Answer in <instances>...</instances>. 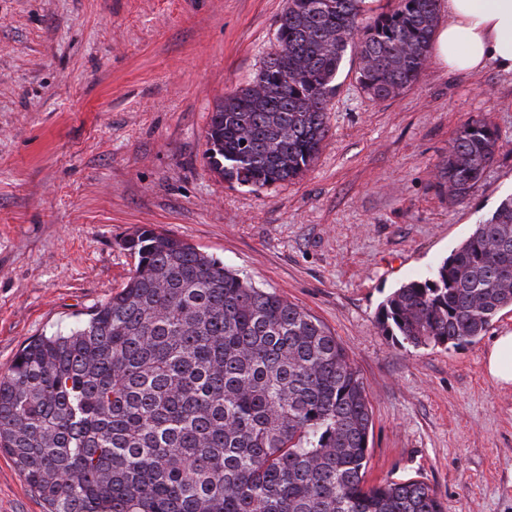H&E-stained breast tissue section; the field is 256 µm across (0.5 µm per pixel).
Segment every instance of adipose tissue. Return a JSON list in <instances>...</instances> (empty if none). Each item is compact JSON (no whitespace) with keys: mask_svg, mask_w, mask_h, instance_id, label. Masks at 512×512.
Segmentation results:
<instances>
[{"mask_svg":"<svg viewBox=\"0 0 512 512\" xmlns=\"http://www.w3.org/2000/svg\"><path fill=\"white\" fill-rule=\"evenodd\" d=\"M448 21L433 35L443 69L478 72L487 64L512 73V0H447Z\"/></svg>","mask_w":512,"mask_h":512,"instance_id":"obj_1","label":"adipose tissue"}]
</instances>
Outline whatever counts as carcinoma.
<instances>
[{
    "instance_id": "cac0c4a2",
    "label": "carcinoma",
    "mask_w": 512,
    "mask_h": 512,
    "mask_svg": "<svg viewBox=\"0 0 512 512\" xmlns=\"http://www.w3.org/2000/svg\"><path fill=\"white\" fill-rule=\"evenodd\" d=\"M288 0L277 49L211 113L205 158L228 182L295 180L328 136L347 50L374 101L423 73L438 0ZM499 150L482 118L448 147L462 202ZM122 288L68 332L22 347L0 378V452L48 512H447L426 483L365 479L372 411L336 337L188 242L143 229ZM512 309V197L447 258L381 303L380 331L413 348L473 343Z\"/></svg>"
}]
</instances>
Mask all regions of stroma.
<instances>
[{
    "label": "stroma",
    "mask_w": 512,
    "mask_h": 512,
    "mask_svg": "<svg viewBox=\"0 0 512 512\" xmlns=\"http://www.w3.org/2000/svg\"><path fill=\"white\" fill-rule=\"evenodd\" d=\"M287 0H0V377L24 344L109 300L143 226L180 237L317 319L363 377L368 483L424 481L448 512H512V387L484 367L512 331L400 346L381 302L449 255L512 194V73L428 60L409 90L369 99L347 53L329 133L301 178L260 189L205 164L216 103L276 48ZM501 148L465 203L437 178L457 130ZM0 512H47L0 453Z\"/></svg>",
    "instance_id": "stroma-1"
}]
</instances>
